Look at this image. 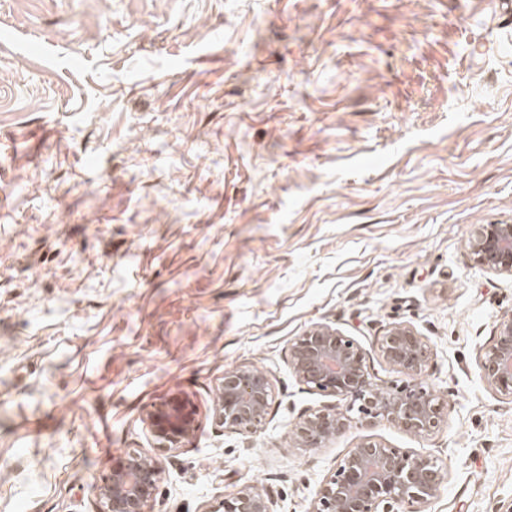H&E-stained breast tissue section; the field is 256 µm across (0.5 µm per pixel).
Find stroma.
Returning <instances> with one entry per match:
<instances>
[{
  "instance_id": "stroma-1",
  "label": "stroma",
  "mask_w": 512,
  "mask_h": 512,
  "mask_svg": "<svg viewBox=\"0 0 512 512\" xmlns=\"http://www.w3.org/2000/svg\"><path fill=\"white\" fill-rule=\"evenodd\" d=\"M512 224V28L497 0H0V512H98L116 458L152 452L147 407L197 405L154 512L246 484L310 512L372 438L433 457L428 512L512 500V399L478 357L512 277L475 265ZM427 336L447 421L290 441L289 345L354 337L379 384L386 326ZM269 378L245 439L214 415L225 370ZM467 251L470 259L487 271L512 277V224H479Z\"/></svg>"
}]
</instances>
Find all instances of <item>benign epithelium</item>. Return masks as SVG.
Instances as JSON below:
<instances>
[{
  "label": "benign epithelium",
  "instance_id": "benign-epithelium-1",
  "mask_svg": "<svg viewBox=\"0 0 512 512\" xmlns=\"http://www.w3.org/2000/svg\"><path fill=\"white\" fill-rule=\"evenodd\" d=\"M470 259L487 271L512 277V224H480L471 235ZM385 363L405 377L401 385L382 386L367 366L359 343L336 327L318 323L295 338L287 359L298 380L346 402L298 413L291 430L297 447L323 448L351 426L349 413L373 425L387 421L417 436L438 431L447 419L436 392L421 381L429 366L428 337L412 325L392 323L379 345ZM485 383L512 398V312L503 315L493 343L480 354ZM215 416L230 433L247 437L266 422L273 399L268 377L245 366L224 371ZM154 448L172 454L192 442L201 426L196 405L174 393L151 405L143 415ZM163 475L161 459L132 451L118 457L112 472L97 486L98 512H152ZM445 472L436 460L366 438L350 449L334 472L319 485L310 512H424L441 491ZM274 501L254 484L215 500L207 512H274Z\"/></svg>",
  "mask_w": 512,
  "mask_h": 512
}]
</instances>
